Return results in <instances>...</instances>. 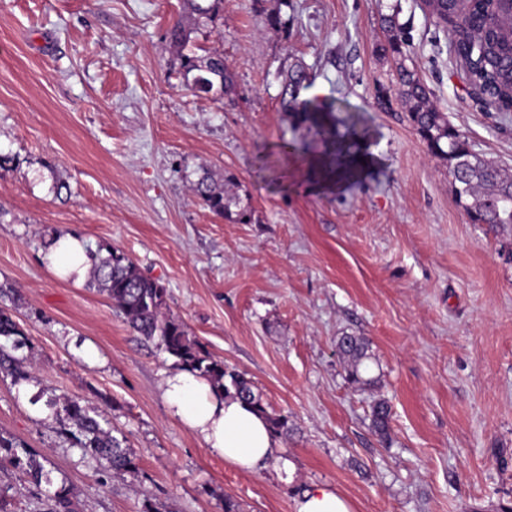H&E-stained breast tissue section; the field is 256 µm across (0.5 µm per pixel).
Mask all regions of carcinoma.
Returning a JSON list of instances; mask_svg holds the SVG:
<instances>
[{"label": "carcinoma", "mask_w": 512, "mask_h": 512, "mask_svg": "<svg viewBox=\"0 0 512 512\" xmlns=\"http://www.w3.org/2000/svg\"><path fill=\"white\" fill-rule=\"evenodd\" d=\"M191 26L178 21L169 32L170 44L176 49L180 67L195 92L207 93L205 85H222L229 90L232 75L224 65V54L218 50L203 55L187 50L192 27L214 22L224 10V0H186ZM433 10L460 19L456 32L458 52L470 59V80L494 100L499 112H512V3L509 0H468L462 6L453 0H434ZM386 43L382 52L392 56L397 69V96L428 152L448 167L458 202L474 224L492 227L512 225V171L472 150L467 137L448 122L431 101V90L421 79L411 54L412 42L407 26L399 23L398 13L383 18ZM302 65L294 66L285 76L282 89L284 106L298 108V94L305 80ZM196 199L214 214L229 221L245 223L250 219L249 206L230 196L224 187L205 175L195 182ZM90 259L89 282L105 292L112 308L124 322L147 340H156L177 364L198 373L210 382L219 395H232L253 407L268 421L275 434L288 429V417L268 411L261 395L239 372L227 368L224 361L208 352L191 337L185 324L167 313V290L156 280L144 275L123 251L106 242L87 249ZM13 288L0 287V371L11 373L15 381L32 379L27 358L17 355L25 346V336L13 320L4 301H15ZM370 343L364 336H341L336 350L341 357L346 379L359 386H372L374 378L363 376L366 361L371 359ZM50 418L73 441L83 458L95 470L121 475L134 467L130 449L112 436L102 424L101 416L78 398L45 401ZM391 406L378 399L371 408V424L382 439L389 436ZM11 468L39 487H55L49 512H76L74 496L65 483L54 486L51 471L45 468L43 456L20 443L0 436V469Z\"/></svg>", "instance_id": "1"}]
</instances>
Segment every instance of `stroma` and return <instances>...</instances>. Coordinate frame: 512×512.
<instances>
[{"instance_id":"35a3bbf8","label":"stroma","mask_w":512,"mask_h":512,"mask_svg":"<svg viewBox=\"0 0 512 512\" xmlns=\"http://www.w3.org/2000/svg\"><path fill=\"white\" fill-rule=\"evenodd\" d=\"M394 12L439 110L512 167V112L472 96L419 0H224L191 42L224 54L234 89L218 99L186 86L169 45L183 0H0V285L21 294L10 313L32 366L20 384L0 372V435L44 455L78 512H224L228 496L243 512H296L310 485L352 512H512V227L470 221L397 101L380 49ZM298 61L300 101L335 105L336 135L360 116L376 158L366 177L330 190L282 153L325 150L281 105ZM205 174L247 198L248 223L194 198ZM68 233L128 254L189 334L287 416L278 443L293 482L233 467L171 416L161 381L173 358L97 287L46 265ZM345 333L369 339L375 387L348 383ZM40 391L102 414L133 472H96L32 403ZM377 397L391 406L385 441L371 426ZM48 495L0 472L7 512H48Z\"/></svg>"}]
</instances>
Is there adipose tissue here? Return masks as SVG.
Masks as SVG:
<instances>
[{
  "mask_svg": "<svg viewBox=\"0 0 512 512\" xmlns=\"http://www.w3.org/2000/svg\"><path fill=\"white\" fill-rule=\"evenodd\" d=\"M45 257L57 272L80 280L89 269L85 244L72 234L55 238ZM162 387L173 416L226 462L245 471L271 465L292 474V463L280 456L274 433L253 408L216 396L207 380L185 369L168 375Z\"/></svg>",
  "mask_w": 512,
  "mask_h": 512,
  "instance_id": "obj_1",
  "label": "adipose tissue"
}]
</instances>
